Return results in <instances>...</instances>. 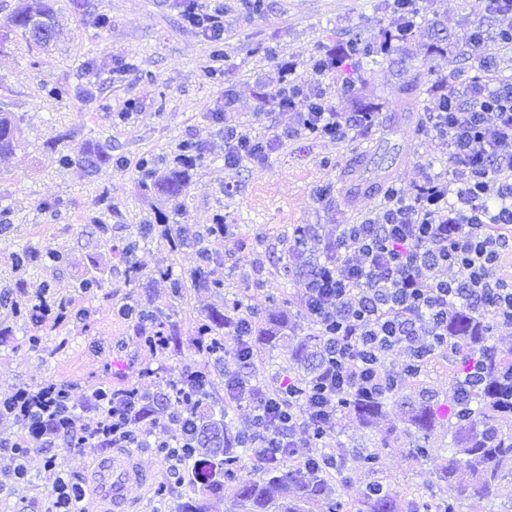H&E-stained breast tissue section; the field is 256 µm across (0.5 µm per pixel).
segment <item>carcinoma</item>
<instances>
[{"mask_svg": "<svg viewBox=\"0 0 512 512\" xmlns=\"http://www.w3.org/2000/svg\"><path fill=\"white\" fill-rule=\"evenodd\" d=\"M393 19L392 40L404 45L409 43L417 20L425 17L435 0H383ZM8 23L21 35L36 45L47 43L36 37L42 28L58 31V23L48 0H18V5ZM389 54L383 43L354 35L345 48V59L357 65L364 59H375ZM17 119L0 113V158L12 156L19 146ZM67 134L61 133L47 144L60 166L77 163L86 168L98 169L112 162L106 146L97 140H88L76 155L65 150ZM160 158L144 155L138 161L141 184L153 187L178 208L183 206L190 183V168L159 171ZM176 251L187 241L186 228L180 224L158 225L155 229ZM139 246L138 239L128 242L124 257L130 283L139 280L138 268L131 261ZM38 259L30 247H22L12 256L13 269L24 274L31 263ZM214 258L200 252V264L191 273V279L200 288L216 291L224 287V280L214 274ZM224 317L209 316L196 326L197 344L193 353L203 357L199 344L210 343L220 336ZM291 359L302 370L298 375L297 389L303 398L311 390L316 371L326 360L323 342L309 345L299 342L292 350ZM448 364L451 380L448 397L422 389L404 401L406 404L405 434L409 438L408 455L416 460L427 459L433 449L431 438L441 411L448 419V463L438 475L437 489L429 495L415 494L398 497L390 494L380 483L367 486L363 495L353 504L340 499V494L330 483L333 470L343 469L346 456L343 446H336V460L325 464V453L310 466L272 465L254 477L241 474V458L245 436L232 430L227 412L206 407L196 418L190 440L191 446L181 449L183 436L174 437L170 447L161 449L167 459L179 452V468L187 476L186 501L178 502L172 512H204V499L216 492L230 493L234 512H463L465 502L472 499L491 505L506 497L512 502V488L503 483L500 466L512 459V344L492 334L490 317L474 318L462 315L455 334L448 337ZM398 388H390L382 396L361 398L349 395L339 408L353 415L365 428L375 427L384 417L387 406L398 400Z\"/></svg>", "mask_w": 512, "mask_h": 512, "instance_id": "1", "label": "carcinoma"}]
</instances>
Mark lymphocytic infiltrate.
<instances>
[{"instance_id":"f902f5d3","label":"lymphocytic infiltrate","mask_w":512,"mask_h":512,"mask_svg":"<svg viewBox=\"0 0 512 512\" xmlns=\"http://www.w3.org/2000/svg\"><path fill=\"white\" fill-rule=\"evenodd\" d=\"M479 5L498 25L493 37H468L469 46L512 48V0ZM428 122L453 163L449 175H425L409 195L391 192L380 220L338 225L302 283L304 313L327 347L308 397L296 401L292 378L260 387L240 375L238 366L253 357L254 323L239 307L224 319L233 341L224 393L251 406L246 436L263 462H273V450L295 458L316 444L344 396L386 393L394 381L386 367L393 352L447 347L455 307L512 328V275L503 271L512 255V79L449 84L447 111L429 113ZM373 123L370 112L297 115L299 130L319 127L336 140ZM458 270L466 271L465 280L455 278ZM2 418L23 430L0 443L10 455L33 442L50 448L61 441L81 451L137 448L172 421L133 389L98 387L72 409L53 381L0 399Z\"/></svg>"}]
</instances>
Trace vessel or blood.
Here are the masks:
<instances>
[{"instance_id":"1","label":"vessel or blood","mask_w":512,"mask_h":512,"mask_svg":"<svg viewBox=\"0 0 512 512\" xmlns=\"http://www.w3.org/2000/svg\"><path fill=\"white\" fill-rule=\"evenodd\" d=\"M94 480L100 501L107 512H128V489L131 485L148 484L150 474L143 470L132 452L111 451L103 454L95 467Z\"/></svg>"}]
</instances>
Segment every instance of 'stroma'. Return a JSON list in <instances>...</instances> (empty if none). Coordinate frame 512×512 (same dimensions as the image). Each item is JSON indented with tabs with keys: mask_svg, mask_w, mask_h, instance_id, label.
Returning <instances> with one entry per match:
<instances>
[{
	"mask_svg": "<svg viewBox=\"0 0 512 512\" xmlns=\"http://www.w3.org/2000/svg\"><path fill=\"white\" fill-rule=\"evenodd\" d=\"M266 2L265 14L254 17L245 0H223V62L209 78L213 44L186 21L180 0H51L60 31L46 49L9 25L17 0H0V112L18 116L22 129L20 148L0 161V288L12 286L13 299L25 300L34 286L47 283L49 299L67 301L74 313L66 325H39L16 318L0 301V329L10 331L0 344V397L47 380L71 385L77 402L98 385L137 387L156 397L158 414L180 413L183 405L170 384L195 363L196 325L235 300L258 329L253 358L240 374L264 386L297 376L290 352L315 330L301 310L304 272L288 252L293 228L314 225L320 243H328L337 225L379 217L382 185L407 189L424 173L447 175L448 154L434 133L419 130L435 106V91L408 103L402 89L424 72L434 83H469L480 54L468 45L467 34L476 27L493 32L495 16L478 9L475 0H435L409 44L354 69L357 92L346 96L339 91L341 77L316 73L310 62L338 51L353 34L380 36L391 25L382 0ZM101 13L111 20L109 30L95 25ZM289 62L296 66L303 97L286 111L264 106L262 94L278 88L281 68ZM54 83L69 85L70 96H48L46 88ZM319 94L337 112L376 106L375 126L345 140L308 139L297 131L296 115ZM228 125L254 140L273 141L266 161L225 166ZM62 132L73 152L88 140L107 144L113 163L94 172L76 164L59 167L45 146ZM187 139L200 144L201 158L177 209L141 186L135 163L146 154L173 161ZM46 200L58 201L56 213L40 210ZM219 216L228 225L227 237H206ZM162 219L186 226L187 246L170 251L152 233ZM102 224L109 234L99 232ZM136 235L141 241L133 262L141 277L132 287L117 248ZM20 244L43 254L59 250L68 260L41 263L20 277L12 268ZM203 247L216 257L224 280L216 292L196 287L189 277ZM163 266L182 278L180 297H172L168 281L158 275ZM90 272L103 276V293L79 291ZM20 278L25 287H17ZM125 303L156 311L173 339L166 354L145 349L134 320L117 316ZM277 315L287 317L288 336L271 341L260 329ZM35 335L42 342L33 349L27 339ZM146 367L155 376H142ZM404 420V408L390 404L378 429L395 435L373 472L359 454L373 449L378 429L337 414L326 445L341 442L350 450L345 500L359 498L375 480L399 496L435 484L448 457V430H435L432 456L417 463L407 454ZM134 455L152 475L148 485L130 488L135 512H162V501L183 497L185 482L156 449L138 448ZM97 457V451L76 452L61 443L32 449L29 475L17 485L6 474L7 455L0 454V512H50L56 472L81 482Z\"/></svg>",
	"mask_w": 512,
	"mask_h": 512,
	"instance_id": "1",
	"label": "stroma"
}]
</instances>
